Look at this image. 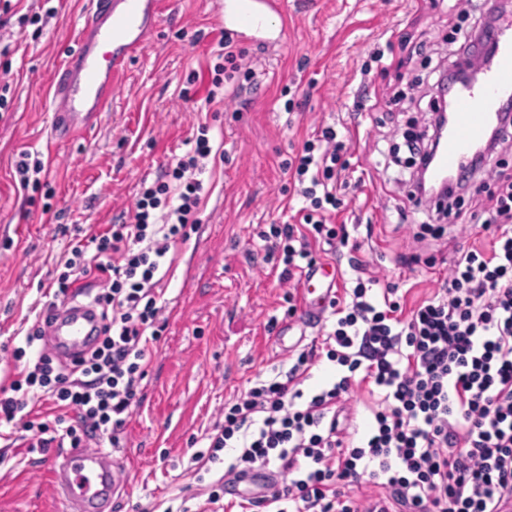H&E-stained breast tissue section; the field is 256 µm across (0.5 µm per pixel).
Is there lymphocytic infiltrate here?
Segmentation results:
<instances>
[{"label": "lymphocytic infiltrate", "mask_w": 512, "mask_h": 512, "mask_svg": "<svg viewBox=\"0 0 512 512\" xmlns=\"http://www.w3.org/2000/svg\"><path fill=\"white\" fill-rule=\"evenodd\" d=\"M455 44L448 70L459 73L470 62L474 42L487 25L486 12L473 0H458ZM244 48L230 35L218 41L208 102L217 89L240 92L253 78L243 69ZM506 142L493 132L474 178L456 183L447 203L435 204L434 218L459 215L465 199L481 202L486 246H469L448 269L442 288L418 304L389 286L374 292L378 280L365 264L351 259L354 287L333 301L336 321L321 345L301 349L285 380H258L234 402L207 434L208 449L193 462L218 460L234 449L224 481H243L253 469L275 475L262 498L222 502L210 492L208 504L222 512H506L512 505V174L495 158ZM350 146L333 127L307 139L285 167L303 205L292 223L261 232L267 258L282 263L284 282L302 276L317 262L318 246L330 253L360 242L333 217L349 193L343 173ZM211 152L197 138L179 157L170 182L142 186L128 221L109 225L89 242L72 246L59 262L54 298H73L83 279L100 282L92 302L105 319L95 348L72 366L38 352L9 387L0 390V440L11 429L34 432V447L52 442L81 447L96 435L118 447L132 409L139 401L147 352L164 329L158 273L172 245L187 241L202 201L196 173ZM178 196H171V182ZM337 368L332 383L305 395L301 385L319 357ZM376 395L372 420L359 443L344 436L353 425L347 403L356 388ZM51 400L54 420L35 414ZM74 421H67L66 412Z\"/></svg>", "instance_id": "f902f5d3"}]
</instances>
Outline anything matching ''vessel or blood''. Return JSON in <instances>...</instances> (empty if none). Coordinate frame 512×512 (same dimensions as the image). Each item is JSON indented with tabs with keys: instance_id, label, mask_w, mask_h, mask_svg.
<instances>
[{
	"instance_id": "1",
	"label": "vessel or blood",
	"mask_w": 512,
	"mask_h": 512,
	"mask_svg": "<svg viewBox=\"0 0 512 512\" xmlns=\"http://www.w3.org/2000/svg\"><path fill=\"white\" fill-rule=\"evenodd\" d=\"M224 31L258 49L282 46L288 32L283 0H213ZM158 0H88L79 24L74 61L57 72L53 85L54 116L49 140L59 143L90 131L104 104L119 88L120 78L153 32ZM489 54L472 68L480 80L448 89L451 121L445 144L433 158L436 178L462 176L471 150L481 142L506 103L512 101V21L490 34ZM300 314L317 324L336 297V268L316 265L301 280ZM102 321L88 304L70 300L58 305L46 329V349L69 362L87 352ZM51 484L64 512H112L121 486L119 463L102 448H72L47 465Z\"/></svg>"
}]
</instances>
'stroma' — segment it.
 <instances>
[{"mask_svg":"<svg viewBox=\"0 0 512 512\" xmlns=\"http://www.w3.org/2000/svg\"><path fill=\"white\" fill-rule=\"evenodd\" d=\"M87 2L21 0L22 10H50L53 18L0 30V85L11 88L10 110L0 114V387L16 374L12 349L50 300L61 254L117 223L141 184L161 179L207 126L200 222L169 254L166 327L118 452L125 486L113 512L194 508L232 453L197 473L193 440L221 419L225 402L292 363L268 330L287 321L288 304L258 234L291 222L301 207L282 163L314 128L334 126L350 145L353 190L337 221L351 226L360 259L381 284L419 301L441 287L459 248L484 241L466 215L441 238L414 239L424 216L408 201L395 160L407 158L403 132L424 128L427 109L392 113L385 104L386 93L426 76L420 42L447 56L453 0H285L287 46L249 49L252 87L220 105L205 101L221 31L211 0H160V24L98 126L50 152L48 89ZM291 98L303 105L289 113ZM25 153L44 166L32 190L16 173ZM29 441L21 431L0 442V512H62L44 455Z\"/></svg>","mask_w":512,"mask_h":512,"instance_id":"35a3bbf8","label":"stroma"}]
</instances>
